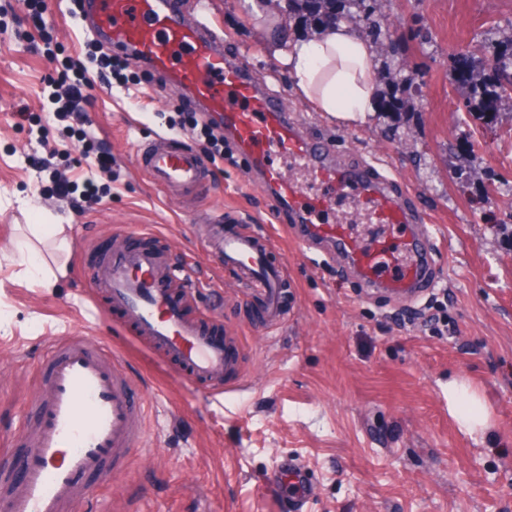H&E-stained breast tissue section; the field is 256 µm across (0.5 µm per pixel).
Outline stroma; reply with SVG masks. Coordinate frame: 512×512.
I'll return each mask as SVG.
<instances>
[{"label":"stroma","instance_id":"stroma-1","mask_svg":"<svg viewBox=\"0 0 512 512\" xmlns=\"http://www.w3.org/2000/svg\"><path fill=\"white\" fill-rule=\"evenodd\" d=\"M224 49L244 58L288 111L352 162L376 161L408 189L448 248L440 281L419 300L450 289L455 335L390 330V302L364 296L321 256L275 234L292 284L293 316L257 327L234 275L217 274L190 227L217 207L246 220L274 202L239 167L212 166L203 194L184 197L152 185L137 169L139 145L181 117L172 82L132 62L128 84L83 87L84 124L57 116L50 84L65 60L84 58L92 38L74 23L71 0H44L34 28L31 0L0 11V459L31 429L29 407L46 343L75 334L120 355L148 388L142 438L126 466L92 474L90 505L77 512H288L260 487L290 456L314 476L308 512H512V114L478 120L476 97L449 79L476 40L512 20V0H377L371 37L379 107L353 127L322 128L293 90L276 57L285 41L309 36L264 0H217ZM405 80L395 71L401 60ZM117 162L98 173L80 134ZM71 158L70 188L96 180L99 204L74 210L48 173L34 165L44 144ZM29 224L72 225L68 277L37 285L17 246ZM126 247L152 245L181 272L175 287L197 290L192 316L209 312L214 331L235 325L245 354L239 387L212 400L204 385L147 349L119 314L99 315L88 299L83 264ZM477 395L488 422L462 427L449 385Z\"/></svg>","mask_w":512,"mask_h":512}]
</instances>
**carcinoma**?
<instances>
[{
  "instance_id": "1",
  "label": "carcinoma",
  "mask_w": 512,
  "mask_h": 512,
  "mask_svg": "<svg viewBox=\"0 0 512 512\" xmlns=\"http://www.w3.org/2000/svg\"><path fill=\"white\" fill-rule=\"evenodd\" d=\"M369 0H342V12L336 15V23H363L369 29L376 27L374 12L368 8ZM509 50L480 41L470 54L463 57V68L453 69V79L461 84L470 82L476 73L488 75V83L480 91L481 119L491 122L509 107L512 110V93L505 90V76L512 73V22L507 25Z\"/></svg>"
}]
</instances>
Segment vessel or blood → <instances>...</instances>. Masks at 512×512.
<instances>
[{"mask_svg":"<svg viewBox=\"0 0 512 512\" xmlns=\"http://www.w3.org/2000/svg\"><path fill=\"white\" fill-rule=\"evenodd\" d=\"M75 12L112 53L136 57L179 82L196 108L223 127L240 162L275 202L269 223L284 222L299 245L338 262L366 295L412 302L436 283L443 245L428 216L371 164L349 162L328 139L310 137L248 64L226 56L210 0H76ZM279 158L301 169L305 184L282 181ZM136 162L153 184L186 196L198 194L208 179L202 156L175 136H154L138 149ZM311 184L354 197L363 221L385 228V236L369 244L357 240L331 218L327 197L308 192ZM198 221L216 269L236 274L246 296L261 300L257 322L284 324L287 274L283 264L269 260L271 235L221 211ZM113 249L111 257L85 266L91 287L139 336L214 394L237 386L242 356L234 328L216 335L185 316L193 293L170 288L176 271L155 248L117 243ZM142 411L138 383L122 361L108 360L79 335L52 344L32 405L37 426L24 437L17 463L0 462V512H74L92 493L85 476L120 467L136 447ZM309 481L304 461L290 457L263 477L262 486L287 497L290 512H306Z\"/></svg>","mask_w":512,"mask_h":512,"instance_id":"obj_1","label":"vessel or blood"}]
</instances>
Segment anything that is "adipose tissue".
I'll return each mask as SVG.
<instances>
[{"label": "adipose tissue", "instance_id": "ef3b65f1", "mask_svg": "<svg viewBox=\"0 0 512 512\" xmlns=\"http://www.w3.org/2000/svg\"><path fill=\"white\" fill-rule=\"evenodd\" d=\"M297 93L315 110L355 122L375 110L373 50L342 24L290 44L280 51Z\"/></svg>", "mask_w": 512, "mask_h": 512}]
</instances>
